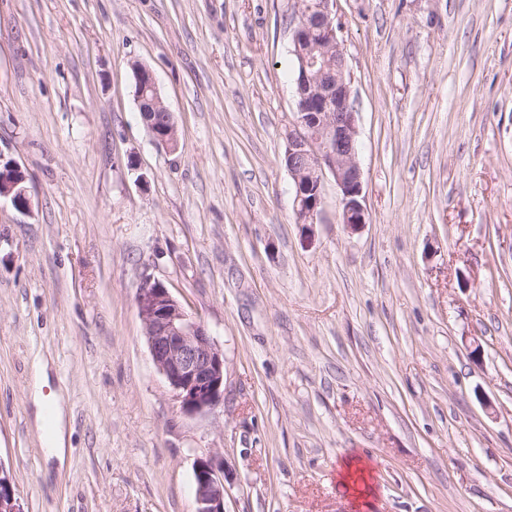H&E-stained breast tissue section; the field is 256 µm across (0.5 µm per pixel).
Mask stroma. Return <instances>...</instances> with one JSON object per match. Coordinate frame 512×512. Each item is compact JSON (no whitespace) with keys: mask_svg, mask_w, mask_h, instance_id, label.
Returning <instances> with one entry per match:
<instances>
[{"mask_svg":"<svg viewBox=\"0 0 512 512\" xmlns=\"http://www.w3.org/2000/svg\"><path fill=\"white\" fill-rule=\"evenodd\" d=\"M296 0H0V469L22 512H512V0H334L367 222L283 158ZM155 75L180 145L134 96ZM159 279L224 353L189 415L139 316ZM50 365L67 459L30 399ZM141 92H142V87H140V85L138 84L137 79L135 77L134 94H135L136 100H137L138 96L141 94ZM156 102H157V97H154V99H147L145 97L138 98L137 104H138V109L141 110V112H142V121L147 126V128L150 130V132L152 133L153 139L156 144H158L166 149L174 150L175 149L174 146H176V144H178V140H176L177 136L175 135V138L169 139L168 135L165 134V131L162 129H158V127H157V125L160 127L167 126L168 121L166 120V118L168 116L169 111L168 110H167L168 112L163 111V106H165V104L161 100V105L157 106L154 109V112H156L154 114L155 120H156V122H155L153 119V116H152V110H153L154 104ZM141 112H140V115H141ZM156 123H157V125H156ZM9 171L23 172L16 164H8L7 169H5L4 165L2 166L0 164V198L2 196L10 197L12 204L17 210L21 212H30L31 198L25 185V174L23 180H10L8 179ZM46 363L42 360H37L32 365V379H33V401L38 408L37 421L39 426L44 428L46 421V402L48 398H45L41 394V387L45 384L47 379ZM195 512H225V483L229 481V472L224 461L211 452L203 453L194 464Z\"/></svg>","mask_w":512,"mask_h":512,"instance_id":"stroma-1","label":"stroma"}]
</instances>
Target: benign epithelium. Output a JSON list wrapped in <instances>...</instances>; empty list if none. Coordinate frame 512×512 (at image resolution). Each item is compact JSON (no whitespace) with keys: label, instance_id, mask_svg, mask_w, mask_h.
<instances>
[{"label":"benign epithelium","instance_id":"7a95c632","mask_svg":"<svg viewBox=\"0 0 512 512\" xmlns=\"http://www.w3.org/2000/svg\"><path fill=\"white\" fill-rule=\"evenodd\" d=\"M331 0H300V20L292 26L293 54L300 61L299 96L288 127L286 160L294 185L298 223L313 224L322 205V181L329 173L340 189L341 223L351 229L367 223L361 202L362 173L357 160L356 112L347 74L340 25L329 10ZM157 99L140 97L142 121L156 144L174 149L178 140L158 128L152 116ZM16 164L0 165V197L21 212L31 210L26 180H10ZM139 316L157 370L185 413H203L224 399V354L205 326L172 297L159 280L146 276L138 294ZM195 512H224L229 472L211 452L194 464ZM0 512H22L0 468Z\"/></svg>","mask_w":512,"mask_h":512}]
</instances>
